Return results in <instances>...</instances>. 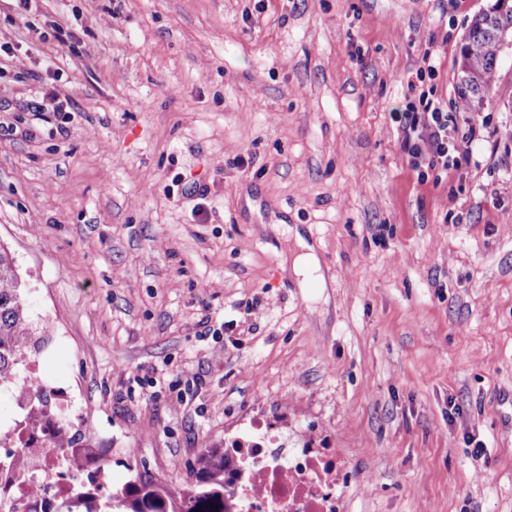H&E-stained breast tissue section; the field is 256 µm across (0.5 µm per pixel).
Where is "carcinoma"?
I'll return each instance as SVG.
<instances>
[{
	"instance_id": "carcinoma-1",
	"label": "carcinoma",
	"mask_w": 512,
	"mask_h": 512,
	"mask_svg": "<svg viewBox=\"0 0 512 512\" xmlns=\"http://www.w3.org/2000/svg\"><path fill=\"white\" fill-rule=\"evenodd\" d=\"M512 34V10L498 13L480 11L470 21L460 50L457 74V104L472 117L494 99L512 102V86H505L498 73V38ZM46 324L38 328L31 321L25 302V279L12 254L0 246V386L19 380L24 358L35 349L36 332L49 334ZM52 429L51 445L68 457L72 471L71 495L58 501L56 510L45 500L48 493L36 489L32 496L44 500V510L0 497V512H232L231 484L227 478V453L220 446L201 449L192 479L179 488H168L146 476H137L121 489L112 491L101 483L84 484L79 473L98 466L102 455L91 448L77 447L79 430L56 410L50 395L32 389L21 432L36 434Z\"/></svg>"
}]
</instances>
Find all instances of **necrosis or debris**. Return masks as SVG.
I'll return each instance as SVG.
<instances>
[{"label": "necrosis or debris", "mask_w": 512, "mask_h": 512, "mask_svg": "<svg viewBox=\"0 0 512 512\" xmlns=\"http://www.w3.org/2000/svg\"><path fill=\"white\" fill-rule=\"evenodd\" d=\"M234 444L248 464L232 473L233 512H344L337 477L345 462L335 449L289 444L262 421Z\"/></svg>", "instance_id": "obj_1"}]
</instances>
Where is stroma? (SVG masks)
Instances as JSON below:
<instances>
[{"mask_svg": "<svg viewBox=\"0 0 512 512\" xmlns=\"http://www.w3.org/2000/svg\"><path fill=\"white\" fill-rule=\"evenodd\" d=\"M492 2L0 0V244L113 487L259 419L337 450L344 512H512V105L448 172L392 119L456 111ZM297 240L299 245L303 249H307L308 252L295 255L292 258V268L294 273L302 278L301 284L305 285L319 278V275L316 274L319 271V261L312 247L307 245L301 237Z\"/></svg>", "mask_w": 512, "mask_h": 512, "instance_id": "obj_1", "label": "stroma"}]
</instances>
